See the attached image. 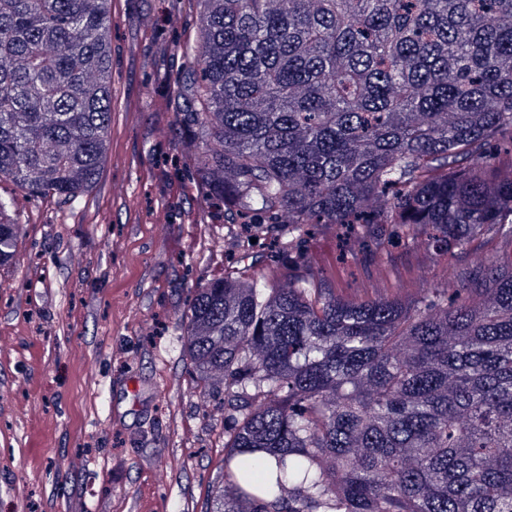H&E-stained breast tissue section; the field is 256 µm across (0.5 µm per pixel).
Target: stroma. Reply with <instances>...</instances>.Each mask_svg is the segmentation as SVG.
Listing matches in <instances>:
<instances>
[{
	"label": "stroma",
	"instance_id": "35a3bbf8",
	"mask_svg": "<svg viewBox=\"0 0 512 512\" xmlns=\"http://www.w3.org/2000/svg\"><path fill=\"white\" fill-rule=\"evenodd\" d=\"M112 116L99 177L80 204L29 197L0 267V512H208L224 481L233 410L190 372L184 320L197 288L244 260L287 279L309 273L346 295L456 287L480 256L512 255V226L438 254L426 234L344 252L330 224L299 248L276 233L241 252L194 176L172 92L188 69L189 0H112Z\"/></svg>",
	"mask_w": 512,
	"mask_h": 512
}]
</instances>
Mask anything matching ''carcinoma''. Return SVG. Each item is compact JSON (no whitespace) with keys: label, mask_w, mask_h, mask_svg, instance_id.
Listing matches in <instances>:
<instances>
[{"label":"carcinoma","mask_w":512,"mask_h":512,"mask_svg":"<svg viewBox=\"0 0 512 512\" xmlns=\"http://www.w3.org/2000/svg\"><path fill=\"white\" fill-rule=\"evenodd\" d=\"M177 116L229 223L464 249L512 224V0H196ZM111 0H0V179L73 204L112 114ZM21 224L0 199V266ZM408 304L314 275L196 289L234 418L213 512H512V259Z\"/></svg>","instance_id":"cac0c4a2"}]
</instances>
